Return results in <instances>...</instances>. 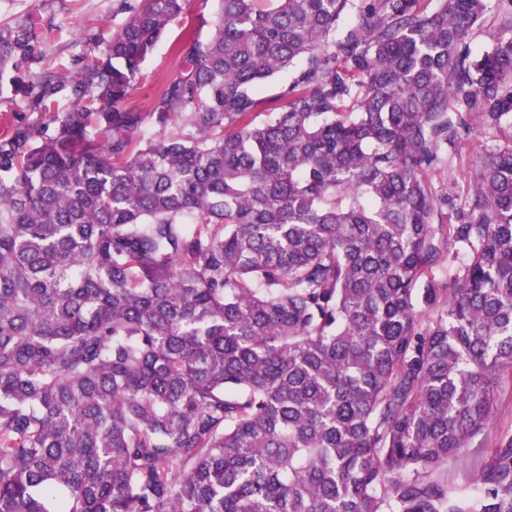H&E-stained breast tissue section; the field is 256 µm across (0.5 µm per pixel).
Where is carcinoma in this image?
Segmentation results:
<instances>
[{
    "label": "carcinoma",
    "mask_w": 512,
    "mask_h": 512,
    "mask_svg": "<svg viewBox=\"0 0 512 512\" xmlns=\"http://www.w3.org/2000/svg\"><path fill=\"white\" fill-rule=\"evenodd\" d=\"M188 3L124 0L71 76L0 26L49 115L0 131V512H512V430L438 476L512 380V0H219L205 41ZM503 21L504 17L497 12H490L485 15L482 21L483 27L473 36L471 42V48L474 52L490 47L489 34L499 31L503 27ZM179 32V26L173 25L164 39L158 43L154 53L142 64L141 75L128 98V106L136 112H142L144 115L150 112L165 79L177 72L179 66L172 46ZM289 74L284 73L272 81L263 83L257 91L259 99L264 101L263 108L274 109L283 104V100L279 99L281 87L288 82ZM497 144L502 145L503 141H497L494 138H488V136H480L475 132L463 136L458 154L452 162L453 176L460 182V184L464 183L463 175L467 172L473 158L482 152L483 149ZM508 427H512V383L502 384L499 388L495 416L486 429L487 442L485 441L483 448H488L496 432ZM483 448H471L463 458L449 460L448 465L441 470V478L449 486L473 489L472 478L481 467Z\"/></svg>",
    "instance_id": "obj_1"
}]
</instances>
